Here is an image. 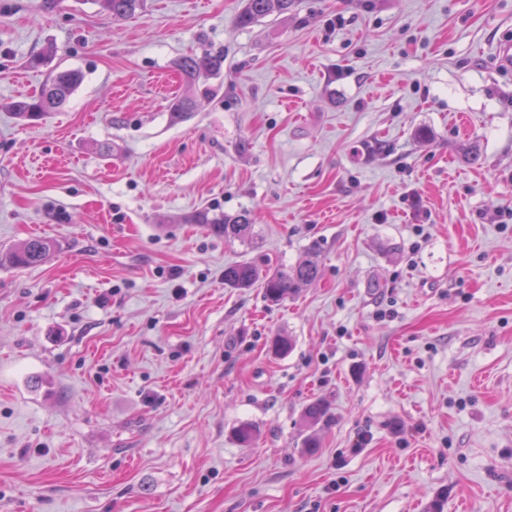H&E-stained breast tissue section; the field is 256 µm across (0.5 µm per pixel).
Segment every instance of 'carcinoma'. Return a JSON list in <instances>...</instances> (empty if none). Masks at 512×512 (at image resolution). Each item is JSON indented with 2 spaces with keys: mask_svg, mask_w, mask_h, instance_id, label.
Instances as JSON below:
<instances>
[{
  "mask_svg": "<svg viewBox=\"0 0 512 512\" xmlns=\"http://www.w3.org/2000/svg\"><path fill=\"white\" fill-rule=\"evenodd\" d=\"M106 12L115 18H128L141 10L144 0H95ZM292 0H246V4L237 16L236 22L249 26L260 20L288 13ZM183 76L184 86L170 106L171 118L183 121L196 111L197 94L211 92L200 81H206L221 73L224 68V55L204 52L200 55L182 57L176 64ZM84 81V73L79 69L55 68L49 80L42 86L38 96L18 100L12 108L19 118L32 120L44 112H54L63 108ZM198 224H207L211 231L224 237L226 241L249 242L254 236V224L246 212L225 215L210 219L204 213L194 216ZM54 245L44 238H32L21 243L0 262L9 261L17 265H37L47 260ZM319 275L318 261L310 257L290 267L269 268L255 260H242L224 267V286L227 288H251L261 285L263 298L278 304L290 296L296 289L315 282ZM327 415V408L321 402L310 404L303 418L311 426L318 424Z\"/></svg>",
  "mask_w": 512,
  "mask_h": 512,
  "instance_id": "1",
  "label": "carcinoma"
}]
</instances>
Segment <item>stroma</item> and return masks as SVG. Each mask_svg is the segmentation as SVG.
<instances>
[{"label":"stroma","instance_id":"obj_1","mask_svg":"<svg viewBox=\"0 0 512 512\" xmlns=\"http://www.w3.org/2000/svg\"><path fill=\"white\" fill-rule=\"evenodd\" d=\"M244 4L0 0V253L55 244L0 265V512H512V0ZM58 66L68 104L18 119ZM312 254L282 304L224 285ZM106 12L115 18H128L141 10L144 0H95ZM293 0H246V4L237 16L240 26H249L260 20L288 14ZM183 76L184 86L170 106L171 118L174 121H184L196 111L197 94L207 95L210 87L201 88L200 81L204 82L218 76L224 68V55L204 52L201 55H188L182 57L176 64ZM196 224H208L211 231L224 236L225 241L238 240L242 243L249 242L254 236V224L247 212L236 215H225L218 219H209L205 213H198L194 216ZM54 249L51 241L44 238H32L21 243L5 257L0 255V263L3 260L17 265H37L45 262Z\"/></svg>","mask_w":512,"mask_h":512}]
</instances>
